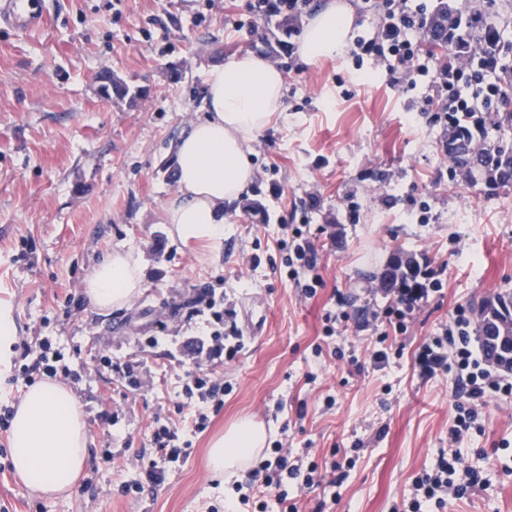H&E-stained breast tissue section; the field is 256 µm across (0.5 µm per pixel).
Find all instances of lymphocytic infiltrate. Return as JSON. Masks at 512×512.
Wrapping results in <instances>:
<instances>
[{
    "label": "lymphocytic infiltrate",
    "instance_id": "f902f5d3",
    "mask_svg": "<svg viewBox=\"0 0 512 512\" xmlns=\"http://www.w3.org/2000/svg\"><path fill=\"white\" fill-rule=\"evenodd\" d=\"M367 13L376 14L379 24L371 37H357L351 51L355 60L372 57L389 86L408 93L419 83H427L430 90L422 101L421 109L433 113L436 122L449 125L452 114L479 113L483 126H495L496 115L512 103V63L504 62L506 48L494 23L496 0H484L482 9L448 16L443 37L453 44L451 58L429 52L426 48L427 32L435 30L436 18L427 0H363ZM474 25L485 28V41L463 40L462 26ZM445 266L425 267L422 279L403 288L395 289L393 299L387 304L384 316L397 332L407 330L414 313L427 303L429 291L423 280L441 284ZM471 321L465 310H457L456 316L431 343L424 345L417 355L418 364L428 372L455 366L465 382V403L457 404V426L469 428L474 420V401L482 399L493 390L512 395V381L492 375L470 347ZM190 348L199 359L194 368L185 372L182 394L189 409L183 426L174 422H155L149 444L155 457L144 466L141 474L148 487L164 482L167 468L182 463L190 455L191 442L184 439L182 427L192 432H204L209 423L208 409H221L224 405V383L213 376V368L225 357L234 356L238 345L225 344L222 332L190 339ZM22 353L14 363L15 379L33 384L47 377L69 381L73 373L64 365V355L54 348L50 337L44 336L35 343H22ZM459 462L458 454L440 456L433 471L422 473L416 484L425 498H436L438 493L452 491L463 497L467 491L481 484L482 476L475 470L465 471L463 482H455ZM263 474L264 490L275 491L281 512H297L296 504L288 497L285 482L290 478L301 479L303 485L314 483L315 467L301 469L292 461L287 449L275 447L271 458L258 463Z\"/></svg>",
    "mask_w": 512,
    "mask_h": 512
}]
</instances>
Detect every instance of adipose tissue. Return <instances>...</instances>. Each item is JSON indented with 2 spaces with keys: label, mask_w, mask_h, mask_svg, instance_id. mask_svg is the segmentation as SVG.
Here are the masks:
<instances>
[{
  "label": "adipose tissue",
  "mask_w": 512,
  "mask_h": 512,
  "mask_svg": "<svg viewBox=\"0 0 512 512\" xmlns=\"http://www.w3.org/2000/svg\"><path fill=\"white\" fill-rule=\"evenodd\" d=\"M353 23L341 0H328L309 19L298 45L314 62L344 51ZM286 82L266 57L246 53L213 67L206 77L207 116L176 145L174 197L163 209L170 236L181 241L222 243L224 211L243 195L253 178L245 150L273 113L285 107ZM143 287L142 263L133 251H117L92 272L86 295L99 310L129 305ZM266 430L242 420L214 441L209 464L215 475L232 478L264 448ZM12 465L26 486L45 494L69 491L88 461L86 424L72 393L46 381L21 397L11 426Z\"/></svg>",
  "instance_id": "adipose-tissue-1"
}]
</instances>
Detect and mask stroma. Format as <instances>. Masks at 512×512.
I'll use <instances>...</instances> for the list:
<instances>
[{"label": "stroma", "mask_w": 512, "mask_h": 512, "mask_svg": "<svg viewBox=\"0 0 512 512\" xmlns=\"http://www.w3.org/2000/svg\"><path fill=\"white\" fill-rule=\"evenodd\" d=\"M45 30L0 26V313L17 338L52 336L76 372L67 387L88 433L85 490L41 496L11 465L0 436V508L8 512H205L232 490L207 466L211 443L233 424H264L317 465L310 487L289 481L298 512H410L415 480L460 450L483 482L427 512H512V396L488 393L478 418L456 429L455 371L426 374L421 347L457 309L512 291V187L487 189L448 173L447 138L431 113L348 54L271 61L286 80V109L250 142L254 178L224 213L220 246L171 239L161 222L174 193L172 147L204 116L205 75L251 52L248 0H47ZM140 93L103 98L101 75ZM320 205L305 211L309 194ZM260 201L266 217L247 212ZM323 243L316 272L291 277L279 241L295 228ZM117 250L139 254L143 288L104 313L84 292ZM443 263L440 291L405 333L383 315L380 281L395 257ZM323 287L301 290L312 276ZM224 294L244 347L217 366L224 405L191 455L154 489L123 493L140 477L129 459L148 451L154 417L181 422L185 342L207 333L193 315L199 289ZM333 335H325L327 318ZM157 337L147 345V337ZM133 366L137 386L106 380L96 358ZM109 411L111 427L98 416ZM122 459L116 468L107 454ZM347 474L331 486L332 466Z\"/></svg>", "instance_id": "obj_1"}]
</instances>
